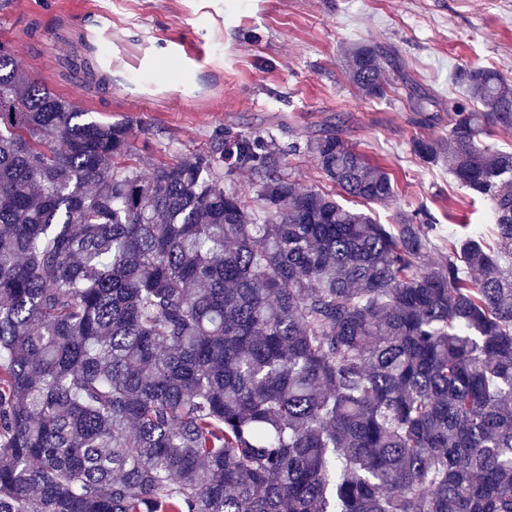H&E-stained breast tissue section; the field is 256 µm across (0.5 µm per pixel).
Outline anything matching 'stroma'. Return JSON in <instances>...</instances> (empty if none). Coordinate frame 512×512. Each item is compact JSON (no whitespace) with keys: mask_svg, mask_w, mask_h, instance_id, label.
<instances>
[{"mask_svg":"<svg viewBox=\"0 0 512 512\" xmlns=\"http://www.w3.org/2000/svg\"><path fill=\"white\" fill-rule=\"evenodd\" d=\"M87 7L111 13L131 39L194 42L202 61L190 70L168 52L135 86L76 83L66 39ZM0 42L19 68L75 106L128 123L143 171L206 150L221 128L269 133L285 146L336 127L396 187L393 201L356 210L392 224L426 207L443 229L431 237L432 260L454 225L491 232L490 203L473 201L447 165L421 162L411 141L447 133L449 104L466 97L457 67L512 78V0H0ZM360 43L388 53L387 98L365 96L347 76L345 52ZM423 92L437 102L427 123L414 109Z\"/></svg>","mask_w":512,"mask_h":512,"instance_id":"stroma-1","label":"stroma"}]
</instances>
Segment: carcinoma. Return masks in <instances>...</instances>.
Returning <instances> with one entry per match:
<instances>
[{
	"label": "carcinoma",
	"mask_w": 512,
	"mask_h": 512,
	"mask_svg": "<svg viewBox=\"0 0 512 512\" xmlns=\"http://www.w3.org/2000/svg\"><path fill=\"white\" fill-rule=\"evenodd\" d=\"M384 98L377 47L347 50ZM413 152L491 203L493 242L425 209L379 224L387 170L326 130L221 128L133 163L0 44V512H512V80ZM62 143L63 150L56 148ZM311 155L337 193L285 178ZM249 171V198L234 185Z\"/></svg>",
	"instance_id": "1"
}]
</instances>
